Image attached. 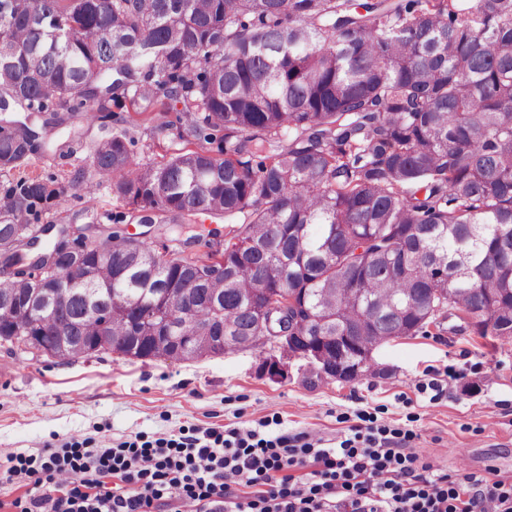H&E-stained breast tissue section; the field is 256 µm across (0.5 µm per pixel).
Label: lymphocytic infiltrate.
I'll return each mask as SVG.
<instances>
[{"label":"lymphocytic infiltrate","mask_w":512,"mask_h":512,"mask_svg":"<svg viewBox=\"0 0 512 512\" xmlns=\"http://www.w3.org/2000/svg\"><path fill=\"white\" fill-rule=\"evenodd\" d=\"M399 436L351 427L336 445L240 427L96 448L55 449L48 486L20 512H163L171 495L196 512H512V487L434 473Z\"/></svg>","instance_id":"1"}]
</instances>
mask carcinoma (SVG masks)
Masks as SVG:
<instances>
[{
  "instance_id": "1",
  "label": "carcinoma",
  "mask_w": 512,
  "mask_h": 512,
  "mask_svg": "<svg viewBox=\"0 0 512 512\" xmlns=\"http://www.w3.org/2000/svg\"><path fill=\"white\" fill-rule=\"evenodd\" d=\"M0 0V169L39 144L79 97L111 111L135 84L179 105L221 156L180 152L132 168L126 131L99 143L98 183L173 218L240 215L220 260L160 258L114 227L95 246L51 245L0 287V340L75 358L173 357L157 336L227 340L286 331L375 346L433 320L438 289L482 333L512 336V0ZM288 135L279 149L273 137ZM38 178L10 190L0 265L21 263ZM157 257L129 267L133 253ZM94 271L83 281L84 269ZM38 288L59 291L45 315ZM298 311L258 325L266 294ZM370 372L346 364L345 380Z\"/></svg>"
}]
</instances>
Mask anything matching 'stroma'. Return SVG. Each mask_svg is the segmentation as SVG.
Listing matches in <instances>:
<instances>
[{
  "label": "stroma",
  "mask_w": 512,
  "mask_h": 512,
  "mask_svg": "<svg viewBox=\"0 0 512 512\" xmlns=\"http://www.w3.org/2000/svg\"><path fill=\"white\" fill-rule=\"evenodd\" d=\"M79 113L87 111L79 106ZM126 129L133 165L155 164L199 145L178 105L165 99L133 102L120 93L110 111L67 122L46 136L48 149L20 168L0 170V212L8 193L28 177L61 191V206L42 208L40 224L77 227L121 224L154 247L204 256L224 246L227 221L206 219L166 233L110 187L88 194L94 178L89 153L101 139ZM218 230L211 247L194 243L200 229ZM448 320L427 335L392 339L372 357L380 372L351 382L317 378L306 359L286 361L270 376L272 344L193 360L136 359L117 353L50 357L0 342V474L49 449L91 438L102 446L153 440L227 426L272 424L276 433L307 434L335 445L351 426L413 432L407 445L420 462L453 479L476 475L512 483V339L455 332Z\"/></svg>",
  "instance_id": "35a3bbf8"
}]
</instances>
